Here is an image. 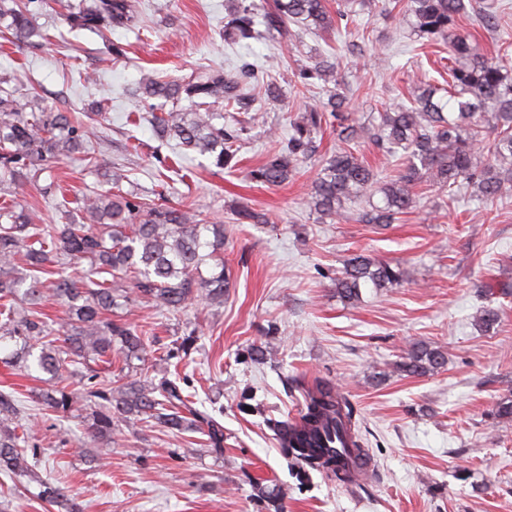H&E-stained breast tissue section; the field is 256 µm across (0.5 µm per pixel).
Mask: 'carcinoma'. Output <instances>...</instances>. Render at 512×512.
I'll return each instance as SVG.
<instances>
[{
  "instance_id": "1",
  "label": "carcinoma",
  "mask_w": 512,
  "mask_h": 512,
  "mask_svg": "<svg viewBox=\"0 0 512 512\" xmlns=\"http://www.w3.org/2000/svg\"><path fill=\"white\" fill-rule=\"evenodd\" d=\"M371 2L384 10L399 9L426 44L448 45V85L416 82L408 104L379 112L365 125L353 118L350 92L344 87L333 90L327 101L311 104L290 123L285 146L250 169V180L274 187L287 184L301 163L319 152L317 134L329 124L344 141H363L401 164L393 178L380 182L355 149L323 156L306 199L309 210L322 220L392 224L415 207L414 189L424 181L448 191L450 202L461 180L483 199L512 194V68L485 55L467 24L474 17L477 27L490 31L497 27L496 16L478 0ZM357 14L346 0L334 12L328 0H273L264 11L263 25L286 42L295 37L296 27L349 29ZM66 19L73 30L95 32L139 25L130 0H79L68 6ZM0 21L14 41L39 45L48 40L22 0H0ZM256 35V6L241 0L226 17L224 41L242 43ZM336 67V58L323 57L300 68L296 77L304 86L334 84ZM258 82L247 64L234 74L219 67L189 80L147 76L134 97L171 104L152 115L158 138L207 156L220 169H232L250 130L265 126L263 113L255 107ZM184 101L189 103L186 108ZM220 104L229 115L212 111ZM95 120L87 112L82 118L61 112L35 91H0V349L16 346L0 362L11 366L17 358L25 371L38 372L35 380L42 387L35 402L62 415L83 411L84 431L93 441L110 443L120 427L129 430L153 421L172 433H201L217 452L224 447V427L194 407L177 381L134 374V361H145L147 349L142 330L127 314L143 302L168 311L186 310L202 300L224 302L229 287L220 258L224 225L200 217L183 202H148L123 190L122 169L89 154L88 128ZM76 155L87 167L106 170L109 188L68 199L52 163ZM24 185L39 190L42 200L55 207L60 223L37 224L33 207L6 198ZM234 213L239 224L269 222L266 214L244 206ZM210 263L215 271L205 277L201 267ZM408 277L398 264L359 253L345 262L333 284L340 299L354 303L365 287L392 288ZM49 298L65 307L57 329L42 310ZM19 302L26 307L18 308ZM51 335L60 344L46 342ZM196 341V328L187 327L163 354L168 360L179 351L186 355ZM114 357L122 360L116 375ZM446 362L440 350L417 345L404 353L396 370L423 376ZM293 382L302 395V408L298 417L274 423L281 444L302 469L349 482L346 457L360 459L367 453L353 406L329 379ZM21 420L16 392L1 390L0 471L9 475L29 471V430ZM41 487V499L64 501L62 488L50 482Z\"/></svg>"
}]
</instances>
